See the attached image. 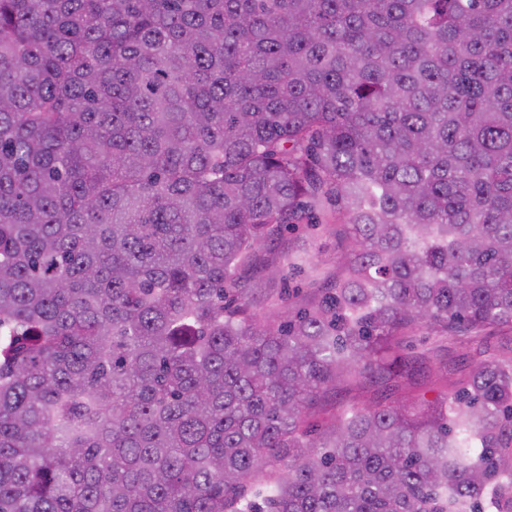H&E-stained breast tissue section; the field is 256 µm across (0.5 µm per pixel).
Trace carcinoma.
I'll use <instances>...</instances> for the list:
<instances>
[{
	"instance_id": "obj_1",
	"label": "carcinoma",
	"mask_w": 512,
	"mask_h": 512,
	"mask_svg": "<svg viewBox=\"0 0 512 512\" xmlns=\"http://www.w3.org/2000/svg\"><path fill=\"white\" fill-rule=\"evenodd\" d=\"M497 328L512 0H0V512H512ZM288 238L297 252H307L318 259L327 270L336 268V264L345 252V244L336 237L335 230H323L318 237H310L301 230H290ZM262 250L265 251L269 259L274 260L277 266L282 270L281 277L277 279L274 285H272L274 288L285 287L289 288L290 290L294 288H302L304 291H306L308 288H313V286L309 284V281L302 273H297L292 269L290 264L288 265V260L285 259V257L288 256L280 254L278 249L273 252H270L266 248H262ZM437 344L441 347H435L440 349L435 358L438 360L443 359L444 361L448 360L450 363L451 372L454 373L455 376L468 371V361L464 359L465 357L463 354L468 351L469 345L459 343L448 344V342Z\"/></svg>"
}]
</instances>
